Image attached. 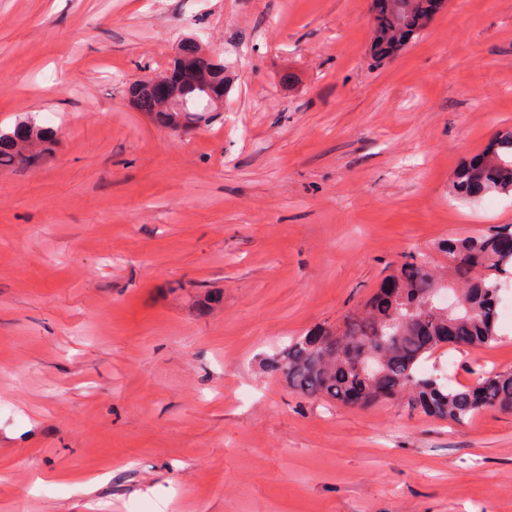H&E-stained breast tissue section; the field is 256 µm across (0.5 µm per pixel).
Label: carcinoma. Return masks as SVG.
Listing matches in <instances>:
<instances>
[{"label": "carcinoma", "mask_w": 512, "mask_h": 512, "mask_svg": "<svg viewBox=\"0 0 512 512\" xmlns=\"http://www.w3.org/2000/svg\"><path fill=\"white\" fill-rule=\"evenodd\" d=\"M398 13L375 18L371 51L384 41L392 51L426 28L428 0H399ZM228 76L224 62L187 38L170 68L128 85L132 108L161 130L178 133L210 121L224 105ZM58 129L32 115L0 128V170H24L45 160ZM453 174L450 192L460 200L512 191V132ZM450 273L434 271L424 254H407L379 289L342 323L291 340L265 362L295 392L349 403L359 392L363 407L404 399L409 407L440 420L463 423L491 410H512V369L490 373L473 385L450 387L420 364L445 345L480 351L492 347L497 331L501 279L512 275V224L449 240Z\"/></svg>", "instance_id": "obj_1"}]
</instances>
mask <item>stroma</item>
I'll return each instance as SVG.
<instances>
[{"label":"stroma","instance_id":"stroma-1","mask_svg":"<svg viewBox=\"0 0 512 512\" xmlns=\"http://www.w3.org/2000/svg\"><path fill=\"white\" fill-rule=\"evenodd\" d=\"M371 0H0V512H512V411L450 423L311 399L266 371L408 253L512 224L450 181L512 131V0H444L369 53ZM193 36L231 76L186 133L126 82ZM421 364L512 368V323ZM58 139V128L38 123L27 115L12 127L0 128V170H24L45 160ZM35 146L33 152L29 147Z\"/></svg>","mask_w":512,"mask_h":512}]
</instances>
